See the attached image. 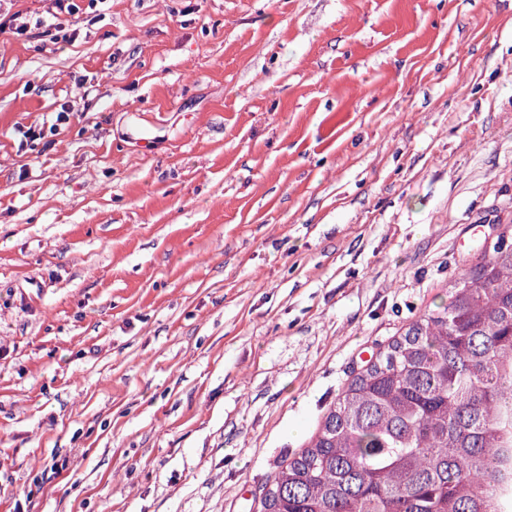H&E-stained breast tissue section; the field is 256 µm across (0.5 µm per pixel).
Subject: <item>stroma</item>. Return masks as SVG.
<instances>
[{"mask_svg":"<svg viewBox=\"0 0 512 512\" xmlns=\"http://www.w3.org/2000/svg\"><path fill=\"white\" fill-rule=\"evenodd\" d=\"M67 32L0 44V512H251L512 224V0H104Z\"/></svg>","mask_w":512,"mask_h":512,"instance_id":"35a3bbf8","label":"stroma"}]
</instances>
